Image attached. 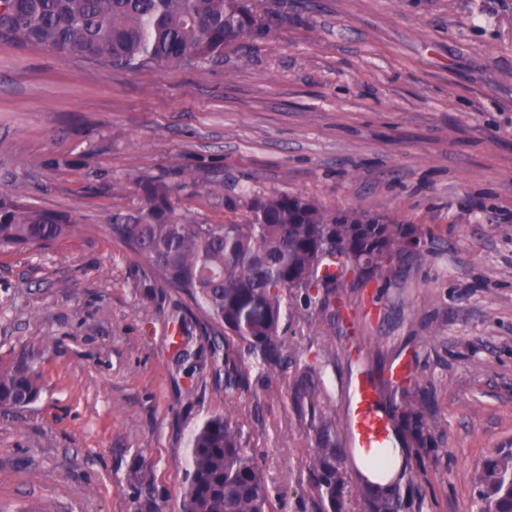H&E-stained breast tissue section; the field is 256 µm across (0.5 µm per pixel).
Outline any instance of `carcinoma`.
Here are the masks:
<instances>
[{
	"label": "carcinoma",
	"mask_w": 512,
	"mask_h": 512,
	"mask_svg": "<svg viewBox=\"0 0 512 512\" xmlns=\"http://www.w3.org/2000/svg\"><path fill=\"white\" fill-rule=\"evenodd\" d=\"M259 14L258 0H0V40L20 48L85 59L110 68L155 64L191 66L220 62L224 49L270 31L284 15ZM182 188L164 177L141 186L144 205L115 213L112 238L142 255L156 277L198 303L224 327L229 352L243 345L262 373L294 362L280 336L283 316L299 314L320 328L336 325L347 307L343 290L389 271L418 245L416 229L384 216L326 208L301 195H252L241 224H194L175 213ZM74 218L0 198V246L48 244L72 235ZM329 348L298 367L290 386L292 406L314 432L313 467L319 498L336 501L348 481L336 452L343 423L330 413L317 380ZM249 367L228 363L226 388L246 384ZM38 374L25 364L0 367V407L24 408L40 391ZM404 448H431L436 419L429 390L414 383L395 404ZM396 449L363 458L369 512H397L390 476ZM191 471L182 512H272L269 491L253 454L243 448L232 418L208 419L190 440ZM477 512H512V448H499L476 469Z\"/></svg>",
	"instance_id": "1"
}]
</instances>
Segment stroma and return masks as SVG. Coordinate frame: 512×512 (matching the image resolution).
Returning <instances> with one entry per match:
<instances>
[{
    "instance_id": "35a3bbf8",
    "label": "stroma",
    "mask_w": 512,
    "mask_h": 512,
    "mask_svg": "<svg viewBox=\"0 0 512 512\" xmlns=\"http://www.w3.org/2000/svg\"><path fill=\"white\" fill-rule=\"evenodd\" d=\"M185 172L187 221L241 222L242 195L286 193L417 228L416 253L347 289L335 330L288 317L282 334L304 359L330 347L340 420L358 379L429 378L436 442L408 451L398 512H472L477 466L512 447V0H288L267 35L191 67L0 42V196L79 226L0 247V364L41 383L0 408V512H181L190 438L225 412L275 512H333L294 370L225 389L221 325L144 287L148 264L109 233L143 178ZM336 445L342 512H367L349 433Z\"/></svg>"
}]
</instances>
